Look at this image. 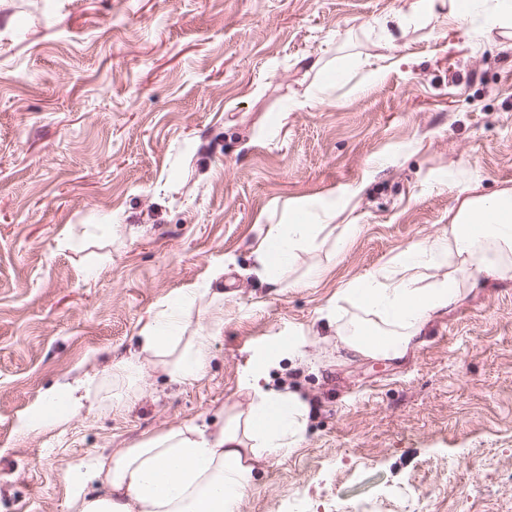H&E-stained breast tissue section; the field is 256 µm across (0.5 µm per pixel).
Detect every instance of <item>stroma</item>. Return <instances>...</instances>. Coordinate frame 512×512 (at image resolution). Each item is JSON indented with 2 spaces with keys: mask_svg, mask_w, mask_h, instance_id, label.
I'll use <instances>...</instances> for the list:
<instances>
[{
  "mask_svg": "<svg viewBox=\"0 0 512 512\" xmlns=\"http://www.w3.org/2000/svg\"><path fill=\"white\" fill-rule=\"evenodd\" d=\"M411 2L0 0V512H69L78 464L247 410L254 371L309 413L239 512H512V277L463 287L393 363L346 356L321 317L447 230L449 179L512 188V28L442 9L382 38ZM305 210L357 231L267 287L260 234ZM187 288L186 335L221 325L205 374L112 389ZM77 379L113 409L33 427Z\"/></svg>",
  "mask_w": 512,
  "mask_h": 512,
  "instance_id": "obj_1",
  "label": "stroma"
}]
</instances>
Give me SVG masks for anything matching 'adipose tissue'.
<instances>
[{"mask_svg":"<svg viewBox=\"0 0 512 512\" xmlns=\"http://www.w3.org/2000/svg\"><path fill=\"white\" fill-rule=\"evenodd\" d=\"M443 7L452 17L482 13L487 34L512 25V0H413L409 12L397 14L394 23L402 29ZM450 187L461 202L447 231L401 253L383 275L353 281L338 294V304L326 318L348 354L402 358L418 344L431 319L457 303L461 280L476 281L482 272L512 273V191L479 196L462 181ZM355 230L352 224L268 225L254 249L258 274L267 285L279 287L282 271L295 264L300 251L322 238L344 248ZM442 258L452 260L453 270L421 284L419 266ZM194 296L190 290L165 304L141 330L137 350L112 370L113 383L128 382L147 367L161 370L174 385L204 374L213 330L196 336L181 333V312ZM348 307L363 312V320L346 325L342 316ZM261 379L253 373L245 415H225L214 426H174L96 458L79 473L82 487L71 500V512H237L254 485L258 464L292 451L306 425L304 403L295 395L266 390ZM90 403L112 406L90 383L66 384L41 396L36 418L56 428ZM95 481L105 486V493L86 495L84 484Z\"/></svg>","mask_w":512,"mask_h":512,"instance_id":"1","label":"adipose tissue"}]
</instances>
